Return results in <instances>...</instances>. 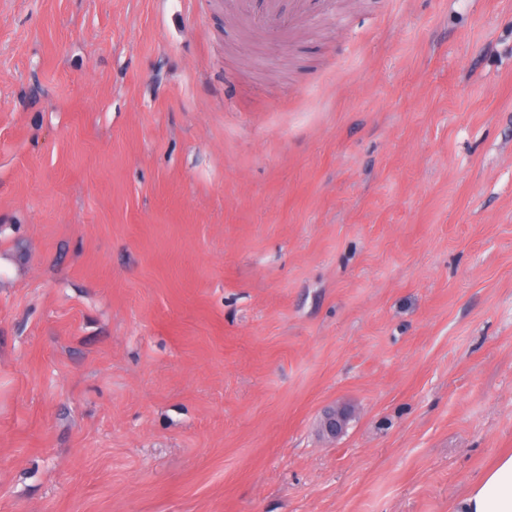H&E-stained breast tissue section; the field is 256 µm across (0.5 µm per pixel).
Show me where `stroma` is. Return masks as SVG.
I'll list each match as a JSON object with an SVG mask.
<instances>
[{
    "label": "stroma",
    "instance_id": "obj_1",
    "mask_svg": "<svg viewBox=\"0 0 512 512\" xmlns=\"http://www.w3.org/2000/svg\"><path fill=\"white\" fill-rule=\"evenodd\" d=\"M511 450L512 0H0V512H451ZM258 18L267 26L278 25L286 13V0H249ZM288 14L294 20H301L311 14L324 15L329 12L330 0H289Z\"/></svg>",
    "mask_w": 512,
    "mask_h": 512
}]
</instances>
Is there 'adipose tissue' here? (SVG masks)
<instances>
[{
	"label": "adipose tissue",
	"instance_id": "1",
	"mask_svg": "<svg viewBox=\"0 0 512 512\" xmlns=\"http://www.w3.org/2000/svg\"><path fill=\"white\" fill-rule=\"evenodd\" d=\"M454 512H512V453L500 455L454 506Z\"/></svg>",
	"mask_w": 512,
	"mask_h": 512
}]
</instances>
